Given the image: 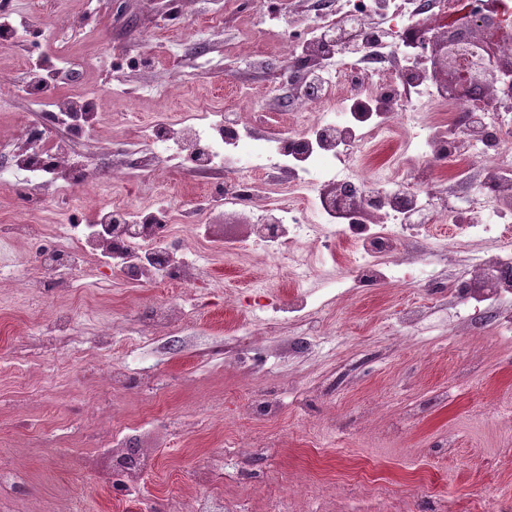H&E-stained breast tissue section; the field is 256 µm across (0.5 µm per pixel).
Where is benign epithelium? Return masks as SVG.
Here are the masks:
<instances>
[{"label": "benign epithelium", "mask_w": 512, "mask_h": 512, "mask_svg": "<svg viewBox=\"0 0 512 512\" xmlns=\"http://www.w3.org/2000/svg\"><path fill=\"white\" fill-rule=\"evenodd\" d=\"M416 42L425 56L432 62L434 71L447 74L448 93L452 96L468 94L478 86L498 94L507 92L512 85V57L499 56L494 65L487 69L462 70L457 63L458 47L449 41L422 31Z\"/></svg>", "instance_id": "1"}]
</instances>
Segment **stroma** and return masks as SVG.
<instances>
[{
  "instance_id": "1",
  "label": "stroma",
  "mask_w": 512,
  "mask_h": 512,
  "mask_svg": "<svg viewBox=\"0 0 512 512\" xmlns=\"http://www.w3.org/2000/svg\"><path fill=\"white\" fill-rule=\"evenodd\" d=\"M298 0H0V19L34 16L32 40L52 56L73 58L75 78L111 125L75 142L101 166L128 161L126 178L99 183L97 193L137 199L143 180L155 200L175 204L185 193L214 191L217 179L176 169L154 170L130 157L137 120L154 119L182 102L236 112L266 132L286 129L288 26ZM269 14L264 42L244 40V26ZM24 48L0 50V71L14 91L0 102V136L20 120L43 124L25 92ZM241 111V110H240ZM111 141L112 152L98 146ZM264 258H215L192 313L151 340L142 326L162 289L84 276L37 298L0 286V460L25 467L26 482L0 497V512H69L79 493L98 512H122L93 479L71 476L91 443L124 424L157 465L143 495L179 500L189 512L191 479L223 449L238 443L247 478L212 485L250 512H269L287 498L290 512H512V418L497 401H512V343L488 333L474 315L470 328L434 339L392 340L393 314L413 295L379 283L342 298L326 325L333 356H306L291 345L295 330L259 336L275 369L252 370L233 358L224 308L251 293L266 273ZM72 330L51 335L58 310ZM112 327L109 348L96 345ZM106 361L130 367L134 381L111 389L98 371ZM303 391L275 417L242 414L284 385Z\"/></svg>"
}]
</instances>
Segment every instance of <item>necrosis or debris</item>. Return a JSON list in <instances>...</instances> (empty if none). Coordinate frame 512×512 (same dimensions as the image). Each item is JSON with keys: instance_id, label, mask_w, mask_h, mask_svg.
<instances>
[{"instance_id": "4bbe7bcc", "label": "necrosis or debris", "mask_w": 512, "mask_h": 512, "mask_svg": "<svg viewBox=\"0 0 512 512\" xmlns=\"http://www.w3.org/2000/svg\"><path fill=\"white\" fill-rule=\"evenodd\" d=\"M489 12L512 29V0H309L289 21L306 32L290 58L309 73L294 99L292 130L261 137L236 113L181 110L142 131L141 146L154 164L224 175L223 202L192 196L160 209L146 185L134 206L97 201L90 223L58 224L49 237L40 224L6 225L36 255L33 267L1 268L0 280L24 292L47 288L89 254L129 281L175 280L183 291L156 305L145 326L153 336L185 315L188 289L205 280L204 254L170 243L172 229L206 226L220 208L241 234L210 244V252L260 251L288 260L290 300L283 305L263 291L245 310L252 335L275 332L292 314L325 315L337 300L376 282L430 287L435 265L458 261L476 287L453 307L450 325L466 324V307H484L502 333L512 332V99L449 96L413 42L425 28L467 40ZM68 70L57 58L29 66L28 92L65 131H91L102 119L93 99L75 89L54 91ZM390 142L400 161L375 164ZM0 151L10 157L0 167V189L20 194L23 210L32 213L44 207V188L71 201L77 189L120 175L64 144L44 149L32 127L0 138ZM446 167L453 176L443 184L438 173ZM461 187L470 191L463 207L452 202ZM155 462L147 448L140 465L128 467L120 433L86 460L88 474L104 487L123 476L137 512H166L141 494Z\"/></svg>"}]
</instances>
